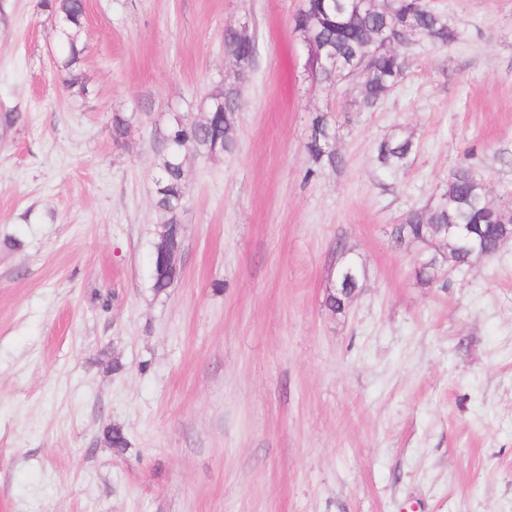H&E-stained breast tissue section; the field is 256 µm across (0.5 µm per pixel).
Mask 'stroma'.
<instances>
[{"instance_id":"1","label":"stroma","mask_w":512,"mask_h":512,"mask_svg":"<svg viewBox=\"0 0 512 512\" xmlns=\"http://www.w3.org/2000/svg\"><path fill=\"white\" fill-rule=\"evenodd\" d=\"M427 2L457 40L418 39L368 108L309 72L302 0H87L82 95L58 16L0 0V512H512V241L422 286L389 239L459 167L512 201V0ZM243 22L238 148L188 156L158 296L160 134L232 82ZM319 112L346 164L310 178ZM393 133L414 152L385 176ZM339 240L367 277L336 314Z\"/></svg>"}]
</instances>
